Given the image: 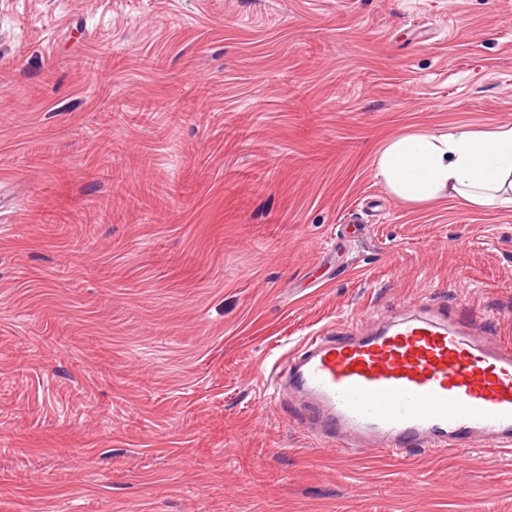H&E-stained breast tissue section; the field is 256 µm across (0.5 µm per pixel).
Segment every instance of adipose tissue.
Returning a JSON list of instances; mask_svg holds the SVG:
<instances>
[{"label": "adipose tissue", "mask_w": 512, "mask_h": 512, "mask_svg": "<svg viewBox=\"0 0 512 512\" xmlns=\"http://www.w3.org/2000/svg\"><path fill=\"white\" fill-rule=\"evenodd\" d=\"M373 163L376 177L408 203L448 197L477 210L512 208V123L402 134Z\"/></svg>", "instance_id": "ef3b65f1"}]
</instances>
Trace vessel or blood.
Listing matches in <instances>:
<instances>
[{"instance_id": "1", "label": "vessel or blood", "mask_w": 512, "mask_h": 512, "mask_svg": "<svg viewBox=\"0 0 512 512\" xmlns=\"http://www.w3.org/2000/svg\"><path fill=\"white\" fill-rule=\"evenodd\" d=\"M282 397L346 452L512 447V342L443 308L306 337L275 369Z\"/></svg>"}]
</instances>
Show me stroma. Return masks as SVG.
I'll return each instance as SVG.
<instances>
[{"instance_id":"obj_1","label":"stroma","mask_w":512,"mask_h":512,"mask_svg":"<svg viewBox=\"0 0 512 512\" xmlns=\"http://www.w3.org/2000/svg\"><path fill=\"white\" fill-rule=\"evenodd\" d=\"M501 122L512 0H0V512H512V452L351 456L272 384L424 304L512 337V209L373 170Z\"/></svg>"}]
</instances>
